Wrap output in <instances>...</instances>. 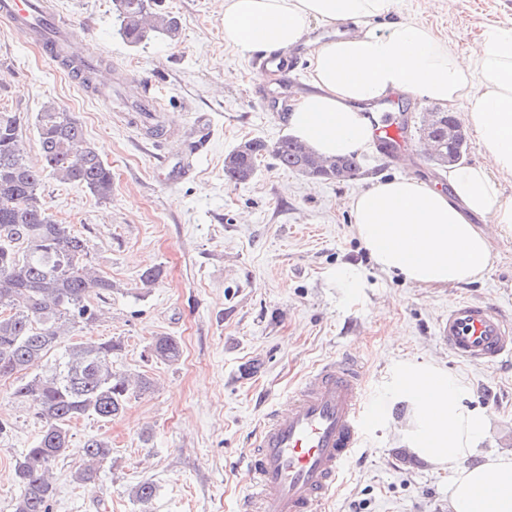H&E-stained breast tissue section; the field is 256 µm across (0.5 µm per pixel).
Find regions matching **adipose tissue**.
<instances>
[{"instance_id":"obj_1","label":"adipose tissue","mask_w":512,"mask_h":512,"mask_svg":"<svg viewBox=\"0 0 512 512\" xmlns=\"http://www.w3.org/2000/svg\"><path fill=\"white\" fill-rule=\"evenodd\" d=\"M395 0H224V40L242 52L285 54L312 24L351 21L358 31L310 43L308 91L287 115L289 132L323 155L367 148L375 129L365 103L392 93H422L455 109L482 143L484 163L449 169L448 189L412 176L379 179L348 203L354 231L378 269L430 288L471 283L491 251L474 220L512 232V27L487 30L469 54L441 42L426 26L403 19L386 32L367 29L387 18ZM394 394L406 402L396 431L408 451L448 474L450 512H512V453L474 460L486 414L447 371L405 365Z\"/></svg>"}]
</instances>
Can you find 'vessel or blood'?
I'll list each match as a JSON object with an SVG mask.
<instances>
[{
    "mask_svg": "<svg viewBox=\"0 0 512 512\" xmlns=\"http://www.w3.org/2000/svg\"><path fill=\"white\" fill-rule=\"evenodd\" d=\"M0 14L58 59L71 41L46 13L44 0H0ZM392 99L370 109L375 147L386 160L400 159L409 146L406 114H393ZM449 351L474 365L512 356V320L495 305L459 300L439 327ZM366 374L349 355L324 363L297 388L285 412L266 414L239 465L249 487L238 512H323L342 488L340 476L354 460L370 428L384 413L364 404Z\"/></svg>",
    "mask_w": 512,
    "mask_h": 512,
    "instance_id": "b4317fda",
    "label": "vessel or blood"
}]
</instances>
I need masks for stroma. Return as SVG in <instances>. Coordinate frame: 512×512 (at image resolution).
<instances>
[{
    "mask_svg": "<svg viewBox=\"0 0 512 512\" xmlns=\"http://www.w3.org/2000/svg\"><path fill=\"white\" fill-rule=\"evenodd\" d=\"M181 19L179 41L155 36L134 46L113 25L112 0H48L82 50L104 59L94 87L76 83L0 17V112L15 114L30 161L39 157L35 118L54 100L75 113L87 139L112 168V196L45 178L50 214L90 247L94 267L115 287L104 318L74 330L72 341L113 339L115 370L148 377L109 421H73L72 444L51 469L50 512H236L246 491L238 460L264 415L284 410L323 360L353 354L367 375L365 398L401 416L392 380L407 363L433 364L460 377L470 406L489 427L476 456L512 451V358L472 366L449 353L438 333L459 299L486 301L512 318V235L489 230L491 263L479 280L425 288L378 270L356 238L347 203L375 179L401 174L446 185L447 170L421 149L396 162H372L347 182L313 181L264 155L246 183L224 178V157L241 141L276 143L284 112H266L261 91L288 84L307 91V53L291 78L257 83L254 55L224 43V0H163ZM395 18L424 23L441 40L469 50L495 26H512V0H396ZM163 91L168 131L146 133L134 106L146 83ZM183 177L161 178L162 165ZM359 271V288L336 281L338 267ZM161 269L141 287L140 274ZM177 338L181 359L151 358L154 337ZM0 380V512L19 494L14 470L41 430L33 408ZM112 442V457L88 485L71 480L90 437ZM154 485L149 507L132 495ZM325 512H449L448 476L410 455L387 420L367 433Z\"/></svg>",
    "mask_w": 512,
    "mask_h": 512,
    "instance_id": "stroma-1",
    "label": "stroma"
}]
</instances>
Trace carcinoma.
Masks as SVG:
<instances>
[{
    "instance_id": "obj_1",
    "label": "carcinoma",
    "mask_w": 512,
    "mask_h": 512,
    "mask_svg": "<svg viewBox=\"0 0 512 512\" xmlns=\"http://www.w3.org/2000/svg\"><path fill=\"white\" fill-rule=\"evenodd\" d=\"M117 34L140 44L150 34L172 42L179 40L181 23L157 0H112ZM457 122L451 112L441 113L439 125H428L427 113L416 121L419 136L432 137L437 153L429 161L441 167L460 165L467 152V136L448 140V124ZM39 160L26 159L18 119L0 113V379L20 375L13 396L33 406L42 423L36 443L17 462L15 475L21 493L14 512H49L54 496L50 465L70 448V423L83 416L110 420L126 409L130 391H146L151 381L113 369L112 340H87L65 348L61 359L49 365L48 353L71 330L89 328L104 315L98 300L112 294V279L102 276L89 262V246L82 236L56 222L47 212L40 193L43 179L76 182L99 199L112 196V169L85 137L80 121L53 100L36 115ZM271 154L278 164L302 173L301 144L284 137L274 145L251 138L240 142L224 157V178L246 183L257 174L259 158ZM335 170L313 173L317 180H349L361 168L357 155L337 158ZM152 357L174 364L182 355L173 336H156L149 345ZM81 463L72 480L94 479L112 456V444L91 437L80 448Z\"/></svg>"
}]
</instances>
